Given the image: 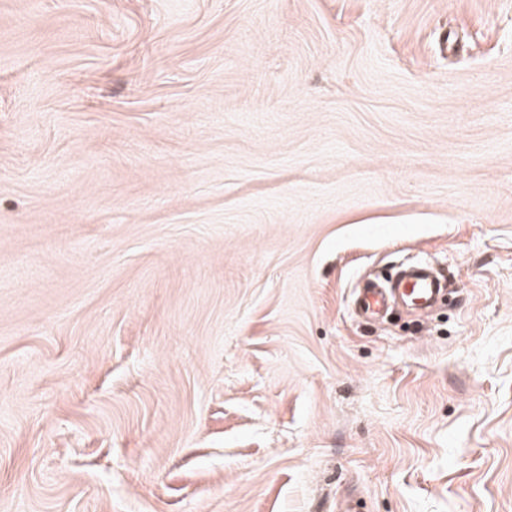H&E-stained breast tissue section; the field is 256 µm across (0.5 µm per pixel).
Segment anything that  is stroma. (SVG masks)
Returning <instances> with one entry per match:
<instances>
[{
	"label": "stroma",
	"mask_w": 512,
	"mask_h": 512,
	"mask_svg": "<svg viewBox=\"0 0 512 512\" xmlns=\"http://www.w3.org/2000/svg\"><path fill=\"white\" fill-rule=\"evenodd\" d=\"M0 512H512V0H0ZM400 285V288H380L376 285L364 288L356 298L359 314L367 318L376 316L388 306L396 292L421 308L430 307L441 292L435 275L423 267L407 271Z\"/></svg>",
	"instance_id": "obj_1"
}]
</instances>
